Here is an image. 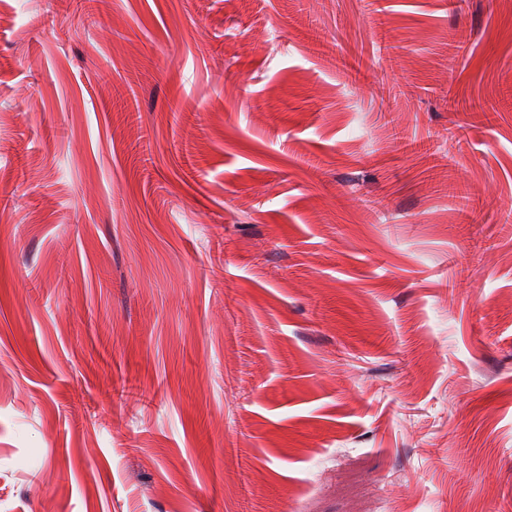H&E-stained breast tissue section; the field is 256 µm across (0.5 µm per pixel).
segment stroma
Returning a JSON list of instances; mask_svg holds the SVG:
<instances>
[{"label":"stroma","instance_id":"stroma-1","mask_svg":"<svg viewBox=\"0 0 512 512\" xmlns=\"http://www.w3.org/2000/svg\"><path fill=\"white\" fill-rule=\"evenodd\" d=\"M0 512H512V0H0Z\"/></svg>","mask_w":512,"mask_h":512}]
</instances>
